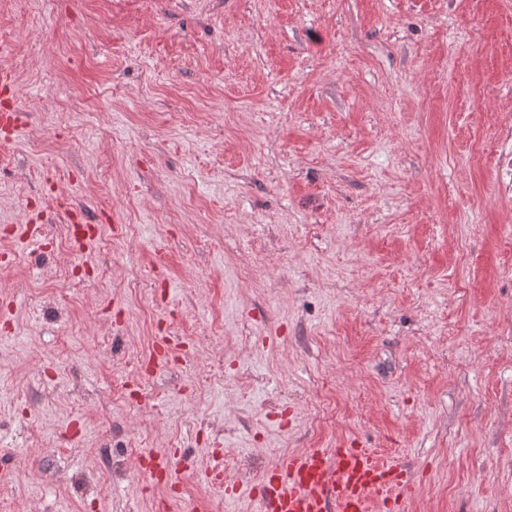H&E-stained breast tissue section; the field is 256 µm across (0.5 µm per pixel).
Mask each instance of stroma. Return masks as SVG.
Listing matches in <instances>:
<instances>
[{
	"label": "stroma",
	"mask_w": 512,
	"mask_h": 512,
	"mask_svg": "<svg viewBox=\"0 0 512 512\" xmlns=\"http://www.w3.org/2000/svg\"><path fill=\"white\" fill-rule=\"evenodd\" d=\"M2 100L0 512L351 445L512 512V0H0Z\"/></svg>",
	"instance_id": "35a3bbf8"
}]
</instances>
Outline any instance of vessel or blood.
I'll return each mask as SVG.
<instances>
[{
	"label": "vessel or blood",
	"mask_w": 512,
	"mask_h": 512,
	"mask_svg": "<svg viewBox=\"0 0 512 512\" xmlns=\"http://www.w3.org/2000/svg\"><path fill=\"white\" fill-rule=\"evenodd\" d=\"M383 490L395 512H403L417 485L404 466L381 464L365 448L309 450L261 473L250 512H368Z\"/></svg>",
	"instance_id": "b4317fda"
}]
</instances>
